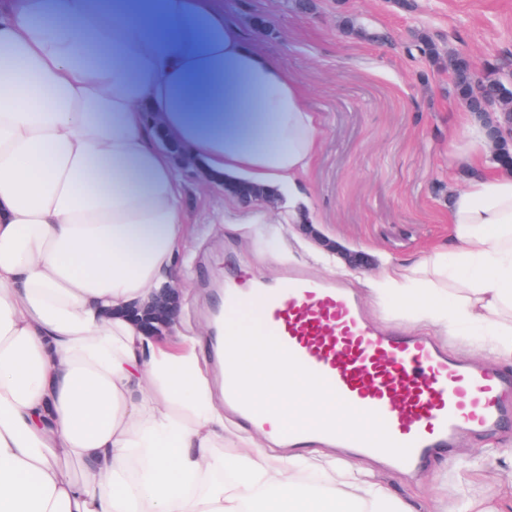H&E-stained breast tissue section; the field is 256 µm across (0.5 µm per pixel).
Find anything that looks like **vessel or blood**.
<instances>
[{"label":"vessel or blood","mask_w":512,"mask_h":512,"mask_svg":"<svg viewBox=\"0 0 512 512\" xmlns=\"http://www.w3.org/2000/svg\"><path fill=\"white\" fill-rule=\"evenodd\" d=\"M261 312L270 324L257 350L276 354L329 394L321 413L289 415L272 436L291 450L319 441L381 454L401 469L419 467L458 433L485 432L512 419V375L466 364L422 336L379 330L341 280L289 269L285 282L262 281ZM224 404L244 421L267 426L277 411L247 396L240 375L224 378ZM356 414L351 429L340 416Z\"/></svg>","instance_id":"vessel-or-blood-1"}]
</instances>
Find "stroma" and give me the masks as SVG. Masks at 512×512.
Returning <instances> with one entry per match:
<instances>
[{"label": "stroma", "mask_w": 512, "mask_h": 512, "mask_svg": "<svg viewBox=\"0 0 512 512\" xmlns=\"http://www.w3.org/2000/svg\"><path fill=\"white\" fill-rule=\"evenodd\" d=\"M228 20L297 78L324 132L310 182L307 223L293 236L271 224L267 238L245 237L225 223L224 184L176 164L185 184L188 223L202 234L187 243L191 264L180 293L181 331L195 335L223 304V285L274 279L291 267L319 277L332 269L316 247L362 253L363 270L341 278L357 290L367 317L390 332H417L405 313L371 302L358 276L384 261H412L448 235V190L466 172L448 159L463 105L447 64L426 61L421 39L441 56L465 53L479 68L512 76V0H224ZM375 483L410 512H458L470 500L512 512V423L463 435L414 477L365 460Z\"/></svg>", "instance_id": "stroma-1"}]
</instances>
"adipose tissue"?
<instances>
[{"instance_id":"ef3b65f1","label":"adipose tissue","mask_w":512,"mask_h":512,"mask_svg":"<svg viewBox=\"0 0 512 512\" xmlns=\"http://www.w3.org/2000/svg\"><path fill=\"white\" fill-rule=\"evenodd\" d=\"M162 133L206 173L287 196L277 217H243L251 235L302 221L319 115L219 0H0V512H383L353 465L314 486L255 440L226 462L196 340L123 318L185 279L191 227ZM489 146L465 116L450 152L473 175L449 199L447 246L366 285L512 359V171ZM224 319L253 352L250 396L283 417L326 401L254 352L246 311Z\"/></svg>"}]
</instances>
